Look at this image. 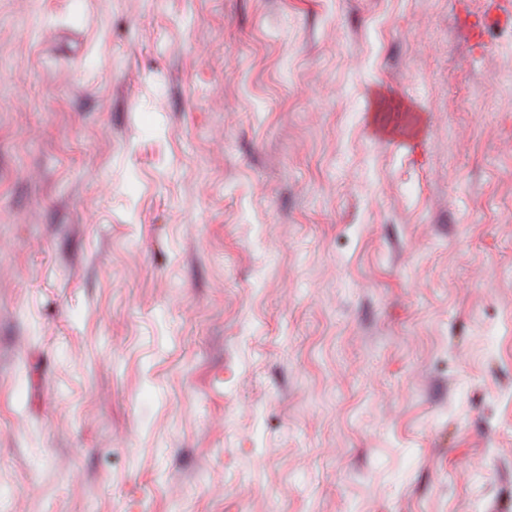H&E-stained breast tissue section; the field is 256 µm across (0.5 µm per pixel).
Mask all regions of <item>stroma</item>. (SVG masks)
<instances>
[{
	"mask_svg": "<svg viewBox=\"0 0 512 512\" xmlns=\"http://www.w3.org/2000/svg\"><path fill=\"white\" fill-rule=\"evenodd\" d=\"M487 2L0 0V512H512Z\"/></svg>",
	"mask_w": 512,
	"mask_h": 512,
	"instance_id": "stroma-1",
	"label": "stroma"
}]
</instances>
